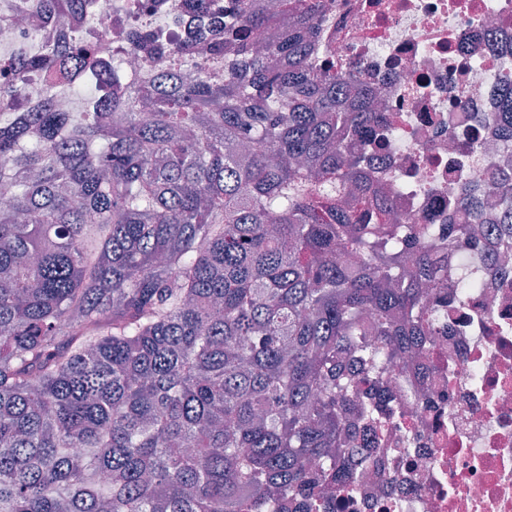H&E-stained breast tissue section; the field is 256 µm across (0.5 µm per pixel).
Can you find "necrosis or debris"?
Wrapping results in <instances>:
<instances>
[{"mask_svg":"<svg viewBox=\"0 0 512 512\" xmlns=\"http://www.w3.org/2000/svg\"><path fill=\"white\" fill-rule=\"evenodd\" d=\"M68 42H109L137 74L157 51H130L122 34L146 28L183 39H224V23L183 13L182 0H97L94 16L67 11ZM52 20L31 0H0V83L39 52ZM322 52L358 67L379 87L393 122L376 154L379 181L399 185L397 207L419 224L448 221V182L490 164L512 172V149L494 128L472 149L452 148L449 114L499 111V78L512 74V0H324ZM462 323L433 336L426 383L394 379L390 415L358 422L381 472L364 481L345 512H512V287L494 278L470 294Z\"/></svg>","mask_w":512,"mask_h":512,"instance_id":"necrosis-or-debris-1","label":"necrosis or debris"}]
</instances>
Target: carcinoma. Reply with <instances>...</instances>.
Instances as JSON below:
<instances>
[{
  "label": "carcinoma",
  "instance_id": "cac0c4a2",
  "mask_svg": "<svg viewBox=\"0 0 512 512\" xmlns=\"http://www.w3.org/2000/svg\"><path fill=\"white\" fill-rule=\"evenodd\" d=\"M221 16L220 0H186ZM224 43L163 52L142 84L109 48L55 42L103 93L58 90L0 123V512H329L373 466L352 416L363 385L421 374L430 338L468 305L427 245L387 219L371 167L387 118L354 69L321 62L322 0H231ZM53 16L96 0H33ZM224 61V79L203 75ZM512 145V103L484 115ZM448 250L474 247L508 287L512 176L448 188ZM106 480H100V475Z\"/></svg>",
  "mask_w": 512,
  "mask_h": 512
}]
</instances>
